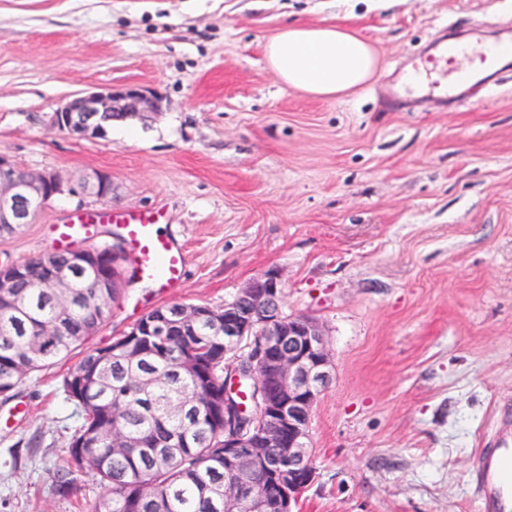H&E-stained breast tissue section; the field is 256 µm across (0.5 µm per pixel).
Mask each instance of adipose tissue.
Returning a JSON list of instances; mask_svg holds the SVG:
<instances>
[{"label":"adipose tissue","mask_w":512,"mask_h":512,"mask_svg":"<svg viewBox=\"0 0 512 512\" xmlns=\"http://www.w3.org/2000/svg\"><path fill=\"white\" fill-rule=\"evenodd\" d=\"M265 51L282 83L321 97L359 87L374 75L378 64L369 44L337 25L281 28L268 38Z\"/></svg>","instance_id":"1"}]
</instances>
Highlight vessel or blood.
I'll list each match as a JSON object with an SVG mask.
<instances>
[{"mask_svg":"<svg viewBox=\"0 0 512 512\" xmlns=\"http://www.w3.org/2000/svg\"><path fill=\"white\" fill-rule=\"evenodd\" d=\"M457 57L456 46L445 40L437 43L422 61L425 71L422 91L443 99L458 96L466 78L457 75ZM504 65L500 54L477 49L472 53L469 76L486 79ZM160 220V214L136 212L115 214L106 211L96 217H81L75 222L56 226L54 247L61 250L95 242L97 225H114L123 239L127 259L139 278L155 288H176L182 280L185 257L173 237L159 232ZM510 471L511 449L497 448L482 455L478 472L485 507H492L501 498L508 485L506 474Z\"/></svg>","mask_w":512,"mask_h":512,"instance_id":"vessel-or-blood-1","label":"vessel or blood"}]
</instances>
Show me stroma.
Returning <instances> with one entry per match:
<instances>
[{"instance_id":"stroma-1","label":"stroma","mask_w":512,"mask_h":512,"mask_svg":"<svg viewBox=\"0 0 512 512\" xmlns=\"http://www.w3.org/2000/svg\"><path fill=\"white\" fill-rule=\"evenodd\" d=\"M339 25L379 72L317 97L284 86L267 39ZM512 48V0H0V155L75 181L111 174L112 212L159 211L180 287L125 286L103 347L171 302L223 307L276 269L284 310L319 321L333 378L311 415L316 474L298 512H480L476 463L512 448V72L464 103L392 98L443 29ZM137 86L162 111L102 139L52 126L71 94ZM63 197L0 236V265L98 213ZM72 360L0 398V512H86L102 490L51 471L81 422Z\"/></svg>"}]
</instances>
